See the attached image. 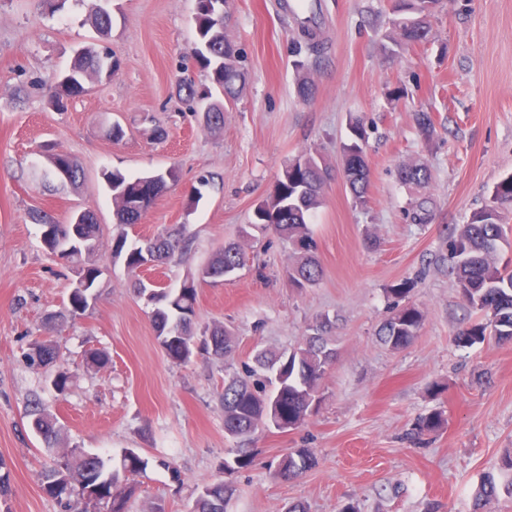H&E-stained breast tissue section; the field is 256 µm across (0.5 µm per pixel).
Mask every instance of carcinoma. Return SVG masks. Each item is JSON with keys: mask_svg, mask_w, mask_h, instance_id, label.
Here are the masks:
<instances>
[{"mask_svg": "<svg viewBox=\"0 0 512 512\" xmlns=\"http://www.w3.org/2000/svg\"><path fill=\"white\" fill-rule=\"evenodd\" d=\"M204 0H197L195 7V29L197 41L207 45V53H198L194 60L209 73L211 86L197 88L192 82L182 81L178 92L183 99L199 106L210 114L211 120L204 128L216 132L224 126L225 106L234 103L243 92L247 74L241 64V54L236 46L224 35L222 17L203 6ZM310 16L299 21L298 38L293 40V53L297 57L296 67H305L311 56L323 51L319 39L316 15L319 14L318 0L309 2ZM418 9L417 0H398L391 29L387 34L389 43L396 47H412L428 40L431 33L430 18ZM89 19L105 38L112 30V15L107 8L91 5ZM117 67L107 46L82 48L77 54L69 73L59 82L61 92L55 93L51 105L58 112L66 110L64 99L78 96L87 91V81L100 80L109 68ZM366 131L361 120L350 122V136L342 145L344 161L343 176L354 203L367 205L368 168L365 161L356 162L350 155L354 151L364 152ZM308 160V166L295 173H282L277 179L276 193L280 203L288 206L282 213L271 214L263 208L267 201L258 204L254 211L253 223L272 229L279 239L288 243L297 255V263L289 277L298 288L310 287L319 280L322 270L316 258L317 243L310 228L313 213L321 205V190L331 173L322 165L318 154L304 152L298 155ZM56 163H64L71 169L69 184L75 185L82 178L78 163L65 153H53L46 157V176ZM107 186H116L110 192L112 209L121 226L139 223L151 204L167 187V180L157 185L150 196L141 192L142 177L128 178L119 171L105 174ZM400 178L407 184L420 186L427 183L431 174L420 163L403 165ZM512 206V175L502 178L492 191L491 204L475 211L465 224L454 227L448 233V272L454 276L462 299L481 315V320L472 323L456 333L455 341L463 347L483 343L494 338L501 343L512 342V267L499 261L502 240L506 238L500 207ZM31 219L40 227L51 225L54 234L43 240L49 254L84 271L89 279L85 288H73L68 295V307L44 320L49 332H60L68 319L87 310L91 289L101 275L99 266L93 260L100 237L101 225L94 216L83 212L80 233L91 243L84 249L71 238V225L60 224L46 213L35 211ZM188 247V239L181 229L163 230L156 236L128 241L122 233L113 245V255L121 258L130 271L143 267L144 251L162 263ZM244 257V251L237 243H228L202 267L215 278L224 277V270ZM197 291L194 286L178 290L155 287L150 303L154 305L152 324L156 332L171 338L165 348L167 356L176 362H186L184 352L202 351L218 359H227L232 352L234 337L222 325H213L198 333L194 329ZM422 321L421 312L412 306L394 304L390 316L383 323L379 336L381 341L393 350L407 347L417 335ZM329 326L325 320L316 326V334L305 342L282 353L269 354L258 351L254 365L246 368V376L233 375L224 381L220 403L224 409V431L238 440L234 464L248 468L254 456L247 445L258 430V423L264 411L277 413L282 420L301 424L307 417L312 399L319 393L321 380L326 369L332 364L333 352L328 338L321 331ZM31 427L42 436L47 447L58 442L61 427L52 414L34 404L30 412ZM442 416L434 412L416 419L411 434L421 435L440 428ZM64 468L53 465L42 477L44 490L64 505L67 510L81 509V512H128V494L117 489L121 480L139 474L147 467V461L133 449H125L119 465L98 453L74 448L64 453ZM315 466V458L306 448H299L283 457L278 464V474L288 480ZM501 469L507 478L499 485L489 478L477 491L476 501L481 502L498 495L504 490L512 495V455L503 458ZM232 495V488L224 483L206 485L199 491L192 512H226V503Z\"/></svg>", "mask_w": 512, "mask_h": 512, "instance_id": "1", "label": "carcinoma"}]
</instances>
